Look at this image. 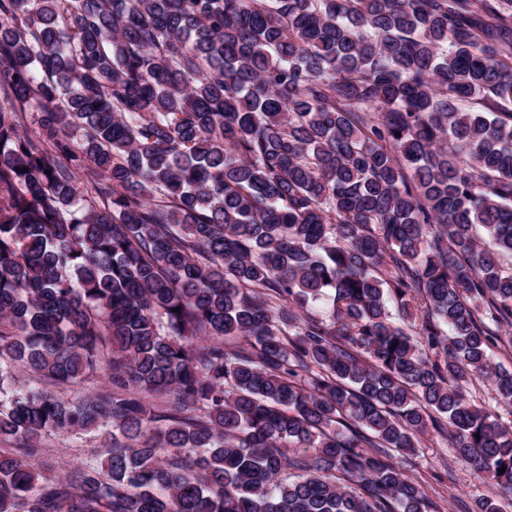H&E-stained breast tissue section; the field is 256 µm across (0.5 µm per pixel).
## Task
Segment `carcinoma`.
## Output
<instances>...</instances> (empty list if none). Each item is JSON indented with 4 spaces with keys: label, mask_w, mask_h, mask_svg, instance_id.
<instances>
[{
    "label": "carcinoma",
    "mask_w": 512,
    "mask_h": 512,
    "mask_svg": "<svg viewBox=\"0 0 512 512\" xmlns=\"http://www.w3.org/2000/svg\"><path fill=\"white\" fill-rule=\"evenodd\" d=\"M504 254L512 0H0V512H502ZM400 458L406 472L425 485L439 506L437 512H473L477 499L494 492L492 486L479 482L469 467L456 460L448 438L432 429L419 448ZM41 443L47 452L41 456L38 463L43 464L51 474L61 468L67 472L78 466L80 462L91 455L96 442L89 439H75L59 435H45Z\"/></svg>",
    "instance_id": "1"
}]
</instances>
